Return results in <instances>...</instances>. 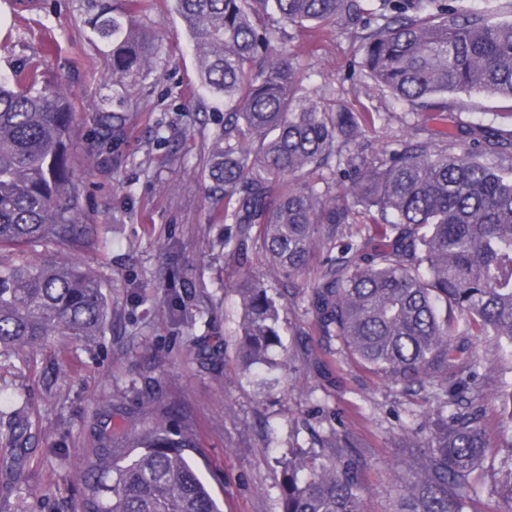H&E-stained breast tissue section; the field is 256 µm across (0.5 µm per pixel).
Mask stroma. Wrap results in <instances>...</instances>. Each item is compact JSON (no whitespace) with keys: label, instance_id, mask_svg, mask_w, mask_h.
<instances>
[{"label":"stroma","instance_id":"stroma-1","mask_svg":"<svg viewBox=\"0 0 512 512\" xmlns=\"http://www.w3.org/2000/svg\"><path fill=\"white\" fill-rule=\"evenodd\" d=\"M99 0H0V73L20 61H41L48 78L72 102L70 165L80 187L83 223L100 242L72 250L39 247L37 260L80 258L112 295L105 336L87 344L50 338L31 360L0 356V437L14 410L31 425L21 461L0 441V512H76L77 463L99 429L133 431L145 381L162 402L193 415L203 450L198 463L223 512H280L277 461L316 438L348 432L367 460L365 512H392L400 436L417 427L419 399L367 371L335 341L320 336L307 296L314 274L272 279L283 290L280 342L264 365L239 357L240 276L265 277V256L243 264L224 252L235 233L209 193L208 145L224 126V104L197 84L194 46L165 0L144 20L156 34L148 75L137 77L121 104L123 135L112 138L97 120L112 110V81L87 25ZM308 93L331 83L332 103L379 113L376 143L411 128L448 132L463 154L470 145L458 126L482 122L512 130V107L500 99L448 95V109L427 112L379 90L360 66L359 41L343 24L315 44L294 39ZM104 151H95L98 141ZM168 306V315L155 313ZM218 347L216 356L203 345ZM116 395L104 414L100 397Z\"/></svg>","mask_w":512,"mask_h":512}]
</instances>
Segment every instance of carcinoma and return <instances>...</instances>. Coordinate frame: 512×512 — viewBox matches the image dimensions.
<instances>
[{
	"mask_svg": "<svg viewBox=\"0 0 512 512\" xmlns=\"http://www.w3.org/2000/svg\"><path fill=\"white\" fill-rule=\"evenodd\" d=\"M149 0H112L89 21L114 79L144 74L152 35L134 24ZM173 0L198 55L199 88L224 100L207 177L224 204V239L235 260L254 244L274 275H303L323 255L307 296L320 334L373 374L421 395L423 425L401 436L393 512H475L478 488L512 512V442L491 448L482 402L483 337L512 357V131L482 123L461 129L471 149L437 144L417 129L376 147L375 113L353 112L302 94L299 54L288 29L317 31L341 19L360 40L361 66L400 100L443 109L449 92L512 102V0L475 11L448 0ZM74 114L22 61L0 77V355L36 354L49 338L73 343L105 333L110 303L98 275L79 262L49 264L29 252L77 248L96 238L78 220L69 166ZM118 134L125 115L105 111ZM240 353L261 363L279 339L281 304L246 278ZM154 385L138 427L99 438L79 463L78 512H222L201 478L189 413L155 412ZM512 426V384L498 393ZM319 462L303 451L279 461L280 512H364L363 456L339 432L319 439Z\"/></svg>",
	"mask_w": 512,
	"mask_h": 512,
	"instance_id": "cac0c4a2",
	"label": "carcinoma"
}]
</instances>
